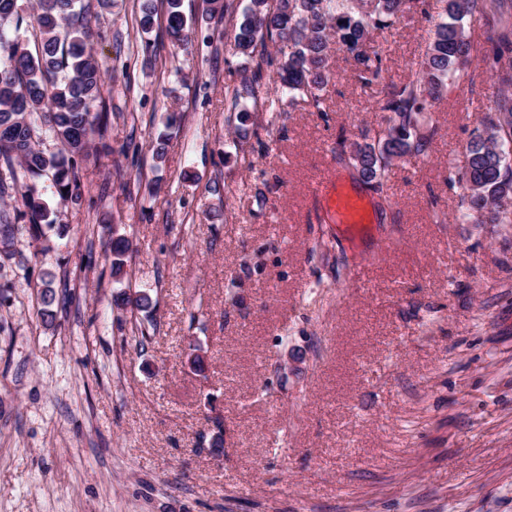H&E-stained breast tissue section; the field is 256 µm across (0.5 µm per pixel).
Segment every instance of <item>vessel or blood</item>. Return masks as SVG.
Instances as JSON below:
<instances>
[{
  "label": "vessel or blood",
  "mask_w": 512,
  "mask_h": 512,
  "mask_svg": "<svg viewBox=\"0 0 512 512\" xmlns=\"http://www.w3.org/2000/svg\"><path fill=\"white\" fill-rule=\"evenodd\" d=\"M309 193L324 201L331 221L342 224L349 234L364 235L374 221L371 202L342 179L330 177L313 182Z\"/></svg>",
  "instance_id": "1"
}]
</instances>
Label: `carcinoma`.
I'll return each instance as SVG.
<instances>
[{
  "label": "carcinoma",
  "mask_w": 512,
  "mask_h": 512,
  "mask_svg": "<svg viewBox=\"0 0 512 512\" xmlns=\"http://www.w3.org/2000/svg\"><path fill=\"white\" fill-rule=\"evenodd\" d=\"M354 0H249L237 21L231 41L234 55L255 63L254 77L243 76L227 86L237 120L249 119L248 102L258 110L255 78L263 67L273 68L275 98L265 110L282 112L285 106L309 98L321 107L318 94L333 77L330 45L346 47L361 78L369 84L381 74V58L370 50L371 33L388 26L419 0H373V9L360 13ZM505 0H445L444 18L421 60L414 79L393 92L383 109L393 113L386 133L371 141L340 148L359 177L383 191L382 176L395 159L418 155L430 136L424 123L428 100L438 97L447 82L465 72L470 47L464 19L478 13L488 25L493 54L487 72L503 87L495 115L480 120L469 143L467 162L457 183L462 190L463 217L474 224H512V30L504 11ZM105 0H36L31 28L34 49H29L25 18L18 0H0V200L20 199L21 205L0 208V246L8 248L19 224L35 238L44 228L66 235L51 219V210L37 183L50 181L53 195L65 201L82 193L80 171L96 157L91 152L95 135L103 133L107 113L95 111L104 103L101 66L93 54L95 4ZM165 34L173 46L188 44L187 19L181 0H166ZM157 16L153 0H145L137 20L144 33L152 31ZM57 151L44 149L46 140ZM112 274L123 272L131 245L124 237L109 238ZM53 279L42 290V323L52 327Z\"/></svg>",
  "instance_id": "obj_1"
}]
</instances>
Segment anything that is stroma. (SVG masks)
<instances>
[{
	"label": "stroma",
	"mask_w": 512,
	"mask_h": 512,
	"mask_svg": "<svg viewBox=\"0 0 512 512\" xmlns=\"http://www.w3.org/2000/svg\"><path fill=\"white\" fill-rule=\"evenodd\" d=\"M140 6L112 0L94 21L110 150L57 205L68 237L22 230L0 251V512H512V224L463 219L457 183L499 92L483 20L465 23L467 73L431 101L423 152L388 167L386 206L336 148L386 132L383 105L441 0L373 32L376 83L335 44L323 110L302 101L242 126L231 19L182 0L194 34L176 50L164 20L138 29ZM330 171L375 201L368 239L309 196ZM112 231L132 243L119 280ZM142 291L151 312L113 302Z\"/></svg>",
	"instance_id": "obj_1"
}]
</instances>
